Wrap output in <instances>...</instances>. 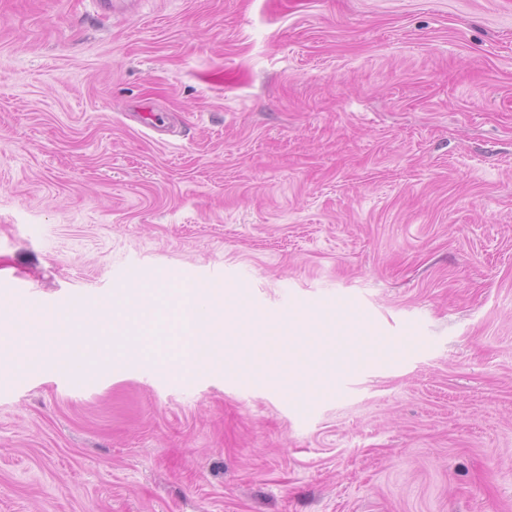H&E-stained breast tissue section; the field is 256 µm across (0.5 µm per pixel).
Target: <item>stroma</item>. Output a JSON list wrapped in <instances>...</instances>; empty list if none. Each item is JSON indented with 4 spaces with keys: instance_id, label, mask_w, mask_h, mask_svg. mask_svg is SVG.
I'll list each match as a JSON object with an SVG mask.
<instances>
[{
    "instance_id": "stroma-1",
    "label": "stroma",
    "mask_w": 512,
    "mask_h": 512,
    "mask_svg": "<svg viewBox=\"0 0 512 512\" xmlns=\"http://www.w3.org/2000/svg\"><path fill=\"white\" fill-rule=\"evenodd\" d=\"M213 268L389 361L0 372V512H512V0H0V306Z\"/></svg>"
}]
</instances>
